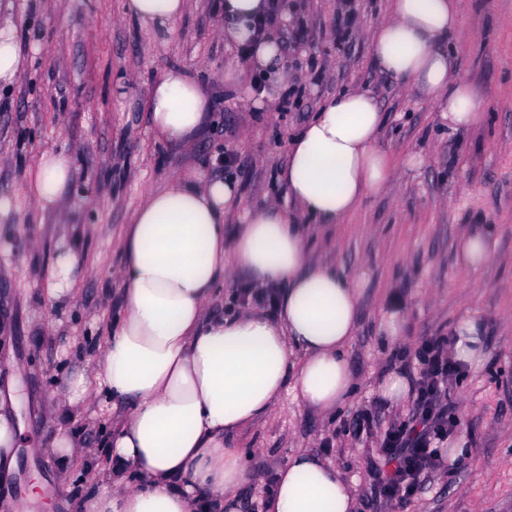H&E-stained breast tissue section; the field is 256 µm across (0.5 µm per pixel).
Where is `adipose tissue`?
Listing matches in <instances>:
<instances>
[{"label":"adipose tissue","instance_id":"obj_1","mask_svg":"<svg viewBox=\"0 0 512 512\" xmlns=\"http://www.w3.org/2000/svg\"><path fill=\"white\" fill-rule=\"evenodd\" d=\"M188 0H127L142 22L167 30ZM270 0H224L227 41L249 48L254 67L284 79L280 39L256 37ZM459 28L455 0H391L390 16L372 27L370 49L392 81L412 86L441 108L449 129L482 125L481 104L455 79L441 43ZM24 66L16 28L0 20V84ZM162 139L191 143L209 118L210 99L187 71L169 69L147 99ZM384 114L365 89L330 97L288 144L283 178L300 215L276 204L248 214L232 243L224 214L238 195L233 181L197 173L150 189L122 240L123 309L94 359L61 397L73 405L93 385L123 398L129 412L112 430L107 458L85 470L92 488L85 512H238L236 490L251 478L240 448L242 429L267 418L284 391L308 408L332 413L355 389L346 347L366 288L308 249L302 217L341 223L365 196L389 188L393 165L379 146ZM73 158L42 150L26 189L43 208L59 205L73 178ZM246 271L259 288L279 290L278 318L253 309L212 319L218 283ZM451 332V355L467 366L486 358V326L466 315ZM302 360H295V351ZM356 497L340 471L318 456H289L264 512H355Z\"/></svg>","mask_w":512,"mask_h":512}]
</instances>
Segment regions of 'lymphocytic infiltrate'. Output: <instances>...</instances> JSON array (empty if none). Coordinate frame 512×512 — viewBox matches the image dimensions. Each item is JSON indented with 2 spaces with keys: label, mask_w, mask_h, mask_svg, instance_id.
<instances>
[{
  "label": "lymphocytic infiltrate",
  "mask_w": 512,
  "mask_h": 512,
  "mask_svg": "<svg viewBox=\"0 0 512 512\" xmlns=\"http://www.w3.org/2000/svg\"><path fill=\"white\" fill-rule=\"evenodd\" d=\"M452 344L451 337L433 336L412 355L417 371L412 416L410 422L391 424L383 433L369 474L377 499L407 503L443 465L438 445L447 441L455 424L448 383L464 372L448 356Z\"/></svg>",
  "instance_id": "f902f5d3"
}]
</instances>
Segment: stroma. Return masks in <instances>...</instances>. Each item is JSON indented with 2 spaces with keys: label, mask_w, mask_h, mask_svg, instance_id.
<instances>
[{
  "label": "stroma",
  "mask_w": 512,
  "mask_h": 512,
  "mask_svg": "<svg viewBox=\"0 0 512 512\" xmlns=\"http://www.w3.org/2000/svg\"><path fill=\"white\" fill-rule=\"evenodd\" d=\"M223 2L191 0L172 31L161 32L126 16L123 0H0V15L25 31L26 58L16 82L0 88V198L11 203L0 214V389L18 387L8 415L24 426L0 501L19 512H83L91 450L128 405L92 392L69 407L58 394L75 373L90 371L121 308V241L146 189L190 171L233 178L240 194L224 222L232 239L248 209L289 206L279 179L286 146L324 99L367 88L386 116L380 145L394 161L393 184L343 223L307 225L315 255L368 281L346 348L356 389L333 414L284 395L269 418L234 437L256 475L237 491L239 512H259L265 477L295 452L335 465L355 492L357 512H512V0H457L461 27L450 49L458 79L483 101L487 120L454 132L434 104L390 81L372 59L369 29L388 18L390 0H286L287 12L266 26L282 37L288 69L287 85L264 87L273 98L268 111L248 98L252 67L224 39ZM167 68L193 72L211 98V119L187 147L159 139L150 125L148 92ZM125 81L126 101L119 96ZM46 148L74 154L75 171L64 201L43 209L25 182ZM414 153L423 162L407 167ZM224 154L233 156L231 168L215 166ZM471 228L496 241L494 256L476 271L457 250ZM68 251L78 255L81 274L72 290L50 299L57 259ZM385 307L408 312L396 347L378 339ZM467 312L487 319L483 365L449 384L454 434L467 440V454L406 504L372 501L368 468L382 431L412 413L411 405L386 404L378 382L400 368L396 352L448 335ZM361 413L374 415L372 434L356 433ZM64 431L84 450L68 465L52 451ZM35 475L46 481L49 503L29 500Z\"/></svg>",
  "instance_id": "obj_1"
}]
</instances>
